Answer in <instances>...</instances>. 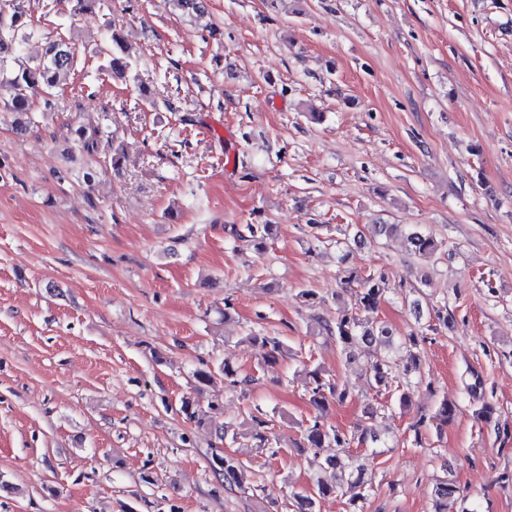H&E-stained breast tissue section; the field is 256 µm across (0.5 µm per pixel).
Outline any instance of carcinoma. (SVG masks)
<instances>
[{
	"label": "carcinoma",
	"instance_id": "carcinoma-1",
	"mask_svg": "<svg viewBox=\"0 0 512 512\" xmlns=\"http://www.w3.org/2000/svg\"><path fill=\"white\" fill-rule=\"evenodd\" d=\"M39 34L31 21V15L25 9L23 0H0V75L5 77L13 88V96L7 103V109L17 116V128L23 129L24 119L35 112L32 94L41 89L45 93L58 85L60 76L75 69L78 55L75 44L63 38L48 39L40 59L33 62H22L15 56V50L20 43ZM83 148L95 152L103 139V131L97 126H81L75 131ZM407 250L418 257L430 258L439 250L440 245L430 235L414 228L404 230ZM356 282L359 290L355 292L356 303L352 310L343 309L336 317L335 324L323 326L324 332L336 340V345L346 356L355 355L358 350L369 351L374 357L369 385L372 388L387 387L389 383L399 378L410 379L420 372L419 357L411 356L403 368L402 375L395 373L396 361L391 353V332L380 326L369 324L368 313L377 309L387 293L385 279L380 275L368 274L362 276L354 271L345 277V283ZM247 340L258 348L266 351L270 357L279 354H289L288 346L277 336L252 333ZM311 385L310 402L318 411L323 412L329 402L334 399L344 401L349 392L341 390L336 384L324 380L322 373L317 370L307 372ZM253 425L249 435L256 441L259 448L269 444L268 421L257 416L252 417ZM304 436L310 448H337L340 453L325 458V467L340 469L341 476L347 484L353 487L364 485V468L353 466L349 456L344 454L347 448L355 442L367 441L368 430L346 434L334 426H329L315 417L304 429ZM216 465L224 475V482L229 487L238 489L246 482L245 467L239 458L226 454L215 457ZM342 486L317 481L315 495L311 496L303 490H289V497L297 504L298 512H314L316 499L338 495ZM459 488L451 481H439L433 491V512H448V502L456 501Z\"/></svg>",
	"mask_w": 512,
	"mask_h": 512
}]
</instances>
